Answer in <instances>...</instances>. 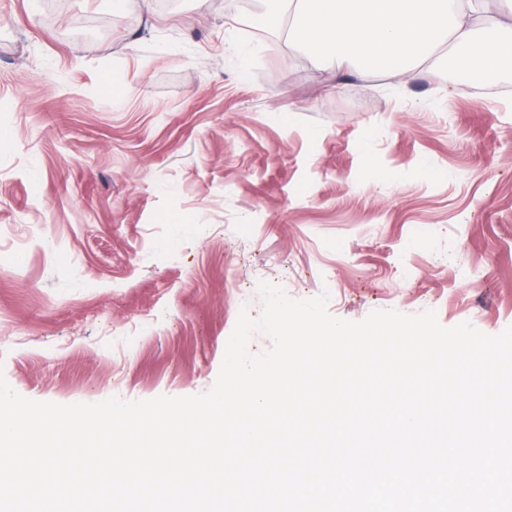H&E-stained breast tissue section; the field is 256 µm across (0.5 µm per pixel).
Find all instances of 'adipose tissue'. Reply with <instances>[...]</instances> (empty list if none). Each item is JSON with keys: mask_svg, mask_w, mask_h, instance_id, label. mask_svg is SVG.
<instances>
[{"mask_svg": "<svg viewBox=\"0 0 512 512\" xmlns=\"http://www.w3.org/2000/svg\"><path fill=\"white\" fill-rule=\"evenodd\" d=\"M266 2L268 23L323 68L349 63L403 82L421 66L437 68L444 46L467 63L472 84L486 85L512 56V0H499L494 14L481 0H297L287 20L284 0Z\"/></svg>", "mask_w": 512, "mask_h": 512, "instance_id": "obj_1", "label": "adipose tissue"}]
</instances>
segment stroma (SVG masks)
<instances>
[{
    "label": "stroma",
    "instance_id": "stroma-1",
    "mask_svg": "<svg viewBox=\"0 0 512 512\" xmlns=\"http://www.w3.org/2000/svg\"><path fill=\"white\" fill-rule=\"evenodd\" d=\"M260 9L0 0V373L19 395L207 391L262 281L349 321L512 326V99L319 69Z\"/></svg>",
    "mask_w": 512,
    "mask_h": 512
}]
</instances>
